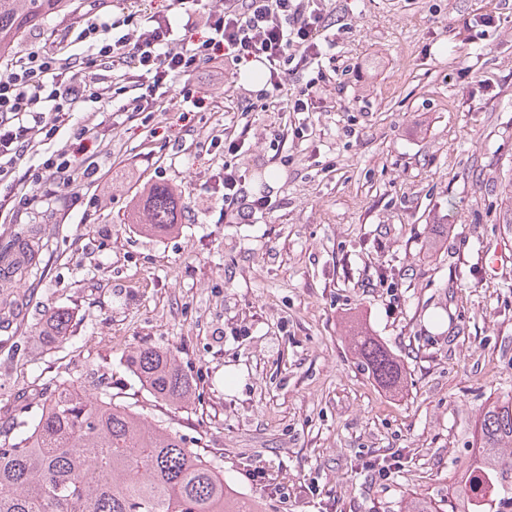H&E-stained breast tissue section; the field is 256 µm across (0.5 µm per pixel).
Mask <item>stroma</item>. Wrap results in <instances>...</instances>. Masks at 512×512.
Returning a JSON list of instances; mask_svg holds the SVG:
<instances>
[{
	"mask_svg": "<svg viewBox=\"0 0 512 512\" xmlns=\"http://www.w3.org/2000/svg\"><path fill=\"white\" fill-rule=\"evenodd\" d=\"M336 80L306 140L274 145L281 113L252 110L238 165L267 210L224 221L205 182L222 154L172 155L242 104L229 75L192 76L151 122L154 151L105 115L107 192L81 197L71 223L57 208L35 218L52 238L45 272L0 288V423L61 377L111 387L152 420H169L218 463L263 512H399L407 499L447 507L481 411L512 395V0H335ZM178 183L188 219L147 238L122 218L141 183ZM445 214L448 237L426 255V224ZM503 255L500 271L486 254ZM74 313L66 342L31 326ZM359 317L400 361V389L381 387L358 360L347 320ZM140 346L176 352L195 394L175 410L128 370ZM390 475L371 481L368 460ZM284 483L269 497L246 465Z\"/></svg>",
	"mask_w": 512,
	"mask_h": 512,
	"instance_id": "1",
	"label": "stroma"
}]
</instances>
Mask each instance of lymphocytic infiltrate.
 <instances>
[{
	"instance_id": "f902f5d3",
	"label": "lymphocytic infiltrate",
	"mask_w": 512,
	"mask_h": 512,
	"mask_svg": "<svg viewBox=\"0 0 512 512\" xmlns=\"http://www.w3.org/2000/svg\"><path fill=\"white\" fill-rule=\"evenodd\" d=\"M180 16L170 23L144 24L136 13L123 16L126 33L113 36L111 18H84L82 24L51 33L35 50L13 58L0 70V222L35 215L61 196L77 197L85 187H100L106 173L95 161L81 160L63 150L48 151L59 135L71 145L103 138L97 113H80L88 99L113 101L109 69L140 94L123 103L141 125L156 117V95L174 80L191 75L200 65L238 66L258 62L266 82L259 94L265 109L274 112H312L332 80L321 70L322 57L332 47L333 25L327 0H233L218 14L204 0H171ZM209 32L201 44L188 45L185 35ZM94 41L93 55L67 56L69 38ZM316 75L297 91L284 94V76L305 70ZM250 107L217 123L202 140L181 147L182 155L224 153V169L214 175L213 191L224 203L225 219L239 217L246 193V176L236 160L243 153L251 128Z\"/></svg>"
}]
</instances>
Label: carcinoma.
<instances>
[{
    "mask_svg": "<svg viewBox=\"0 0 512 512\" xmlns=\"http://www.w3.org/2000/svg\"><path fill=\"white\" fill-rule=\"evenodd\" d=\"M77 0H0V60L12 59L27 29L48 18L74 15ZM174 185L144 188L126 220L143 234L164 238L187 220ZM428 251L439 250L448 225L433 214ZM49 238L38 224L21 229L0 250L8 274H42ZM73 319L64 308L33 329L43 342L67 339ZM361 363L380 383L399 382L394 357L359 321L349 327ZM130 370L157 400L175 409L188 404L193 382L169 350L142 347ZM451 512H512V398L489 407L477 423L476 448L454 489ZM0 512H261L185 436L164 421L114 399L112 388L90 397L69 380L22 407L0 425Z\"/></svg>",
    "mask_w": 512,
    "mask_h": 512,
    "instance_id": "carcinoma-1",
    "label": "carcinoma"
}]
</instances>
